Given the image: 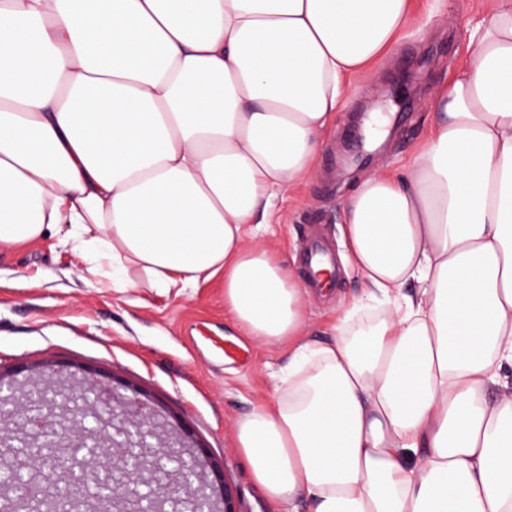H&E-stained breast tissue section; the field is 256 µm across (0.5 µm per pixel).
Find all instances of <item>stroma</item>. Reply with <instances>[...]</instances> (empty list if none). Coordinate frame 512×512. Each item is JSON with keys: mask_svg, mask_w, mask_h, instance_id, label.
<instances>
[{"mask_svg": "<svg viewBox=\"0 0 512 512\" xmlns=\"http://www.w3.org/2000/svg\"><path fill=\"white\" fill-rule=\"evenodd\" d=\"M493 0H414L415 16L386 55L347 78L314 168L286 190L271 224L249 237L300 273L308 238L321 235L336 260V284L307 286V339L326 342L363 291L341 208L367 174H405L431 128L426 101L474 51L472 27ZM67 225L24 245H0V370L22 391L74 387L95 377L122 395L139 392L181 424L241 493L240 512H277L236 443L237 421L270 403L288 364L287 344L245 336L214 278L181 294L115 291L83 278Z\"/></svg>", "mask_w": 512, "mask_h": 512, "instance_id": "35a3bbf8", "label": "stroma"}]
</instances>
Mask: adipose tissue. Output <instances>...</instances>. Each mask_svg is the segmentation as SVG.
<instances>
[{"label":"adipose tissue","instance_id":"1","mask_svg":"<svg viewBox=\"0 0 512 512\" xmlns=\"http://www.w3.org/2000/svg\"><path fill=\"white\" fill-rule=\"evenodd\" d=\"M412 0H0V244L68 225L104 288L224 277L248 335L292 341L288 386L237 423L266 497L315 512H512V0L429 98L408 175L342 213L364 301L304 339V285L263 230L320 153L346 77ZM417 297L403 295L408 281Z\"/></svg>","mask_w":512,"mask_h":512}]
</instances>
